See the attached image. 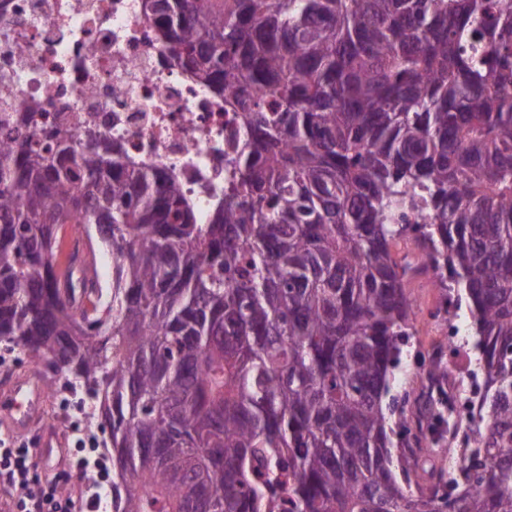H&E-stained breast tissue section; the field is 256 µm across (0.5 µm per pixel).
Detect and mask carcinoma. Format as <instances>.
I'll use <instances>...</instances> for the list:
<instances>
[{"label":"carcinoma","mask_w":512,"mask_h":512,"mask_svg":"<svg viewBox=\"0 0 512 512\" xmlns=\"http://www.w3.org/2000/svg\"><path fill=\"white\" fill-rule=\"evenodd\" d=\"M243 129L198 223L95 131L0 145V337L112 430L113 512H512V0H144ZM65 224L114 267L103 319ZM412 235L463 288L485 396L452 493L383 405Z\"/></svg>","instance_id":"carcinoma-1"}]
</instances>
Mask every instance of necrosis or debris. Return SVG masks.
<instances>
[{"label": "necrosis or debris", "mask_w": 512, "mask_h": 512, "mask_svg": "<svg viewBox=\"0 0 512 512\" xmlns=\"http://www.w3.org/2000/svg\"><path fill=\"white\" fill-rule=\"evenodd\" d=\"M93 129L136 164L174 177L208 223L240 131L223 95L181 69L142 0H0V133ZM43 371L52 421L88 443L89 396Z\"/></svg>", "instance_id": "obj_1"}]
</instances>
